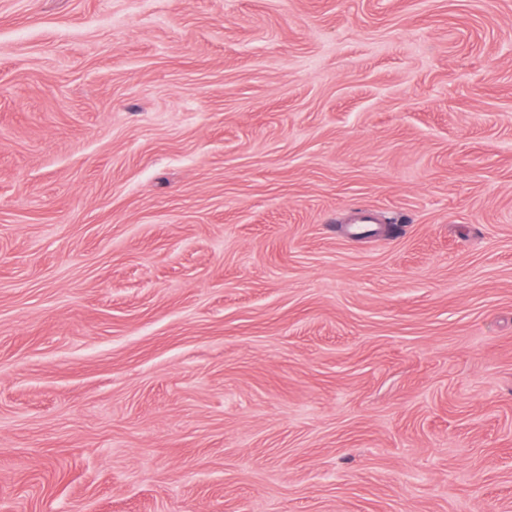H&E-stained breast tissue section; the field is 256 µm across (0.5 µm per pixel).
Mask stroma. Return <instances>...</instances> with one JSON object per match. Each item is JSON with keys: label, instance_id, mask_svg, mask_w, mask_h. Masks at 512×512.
<instances>
[{"label": "stroma", "instance_id": "1", "mask_svg": "<svg viewBox=\"0 0 512 512\" xmlns=\"http://www.w3.org/2000/svg\"><path fill=\"white\" fill-rule=\"evenodd\" d=\"M0 512H512V0H0Z\"/></svg>", "mask_w": 512, "mask_h": 512}]
</instances>
